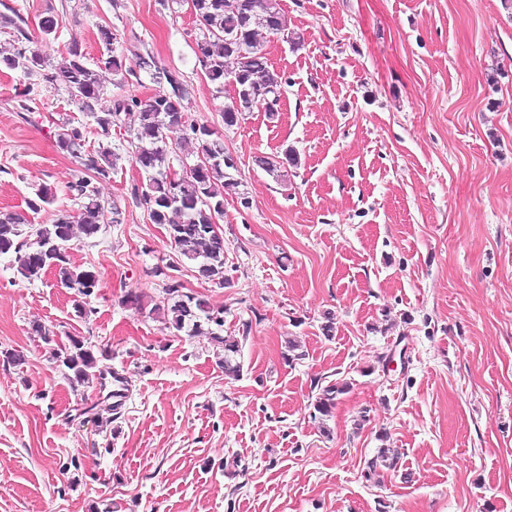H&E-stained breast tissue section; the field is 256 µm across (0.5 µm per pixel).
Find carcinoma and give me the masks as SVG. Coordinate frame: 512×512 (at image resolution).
<instances>
[{
  "label": "carcinoma",
  "mask_w": 512,
  "mask_h": 512,
  "mask_svg": "<svg viewBox=\"0 0 512 512\" xmlns=\"http://www.w3.org/2000/svg\"><path fill=\"white\" fill-rule=\"evenodd\" d=\"M191 13L202 27L203 37L196 43V62L211 84L216 96L235 92L244 112L254 105L274 119L283 76L269 63L261 36L285 33L286 19L279 0H188ZM26 20L17 12L0 14V30H11L9 46H0V66L20 71L26 76L40 75L47 83L61 85L70 104L89 118L96 132L110 135L115 120L132 112L138 114L137 127L130 133L129 154L141 172L142 179L131 193L142 206L151 223L166 227L178 261L155 269L164 276L163 301L150 313L161 316L166 328L187 336H208L216 347L215 355L224 368V376L237 379L242 373L241 347L236 340L224 337V310L215 309L193 292L184 291V283L176 272L184 264L195 265L202 280L224 284V237L213 230V224L224 215V187L238 186L234 173L238 169L224 166V143L207 139L205 124L189 111V92L182 74L158 67L152 57L139 58V68L149 71L151 79L162 90L145 100L117 96L107 110L100 108L105 94L101 74L105 71L125 78L128 70L116 55L112 42L115 35L107 27H99V40L105 51L93 61L87 59L77 42L68 45L57 64L50 63L41 51L30 46ZM36 88L28 83L16 89L18 107L33 111ZM177 128L183 140L196 145L197 155L207 158L202 168H187L181 173L170 166L171 145L168 132ZM57 147L82 160L87 177L70 186L78 208L74 213L60 214L51 222L36 225L38 243L26 240L27 219L20 214L0 212V255H11L17 273L28 281L42 278L50 266L60 283L74 295V309L79 317L88 316V300L95 294L99 282L97 272L90 267L75 266L70 261L69 243L74 230L87 239L98 235L105 224H120L122 211L115 204H104L98 197L92 179L110 177L116 167L117 155L105 146L92 147L87 141V126L67 120L58 125ZM53 202V192L44 186L27 201L30 212L38 214ZM55 252L54 258L48 252ZM35 335L49 346L50 356L64 370L67 380L75 385L90 384L101 377L97 356L87 339L69 336L59 342L56 333L42 325L32 327ZM344 386L336 384L322 389L314 403V411L324 422L331 417L336 398ZM399 456L389 448H380L367 462L369 473L378 468L396 470Z\"/></svg>",
  "instance_id": "carcinoma-1"
}]
</instances>
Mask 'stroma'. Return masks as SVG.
Masks as SVG:
<instances>
[{
	"label": "stroma",
	"mask_w": 512,
	"mask_h": 512,
	"mask_svg": "<svg viewBox=\"0 0 512 512\" xmlns=\"http://www.w3.org/2000/svg\"><path fill=\"white\" fill-rule=\"evenodd\" d=\"M280 4L290 36L266 44L286 79L279 117L257 107L228 128L180 0H0L53 62L73 41L96 58L98 26L117 33L128 74L120 87L104 74L102 107L158 92L142 56L182 73L239 186L220 221L226 283L181 279L223 309L243 361L225 379L209 337L128 302L162 301L152 269L176 252L132 197L140 177L113 132L119 160L95 187L123 221L71 241V262L100 275L89 317L54 273L30 282L0 256V512H512V0ZM45 16L57 39L42 40ZM22 81L0 72V211L27 213L45 185L39 224L75 208L80 166L54 132L77 111L40 80L19 112ZM36 324L84 337L127 377L118 422L99 385L71 386ZM337 382L349 388L319 424L313 403ZM383 447L410 479L368 475Z\"/></svg>",
	"instance_id": "obj_1"
}]
</instances>
